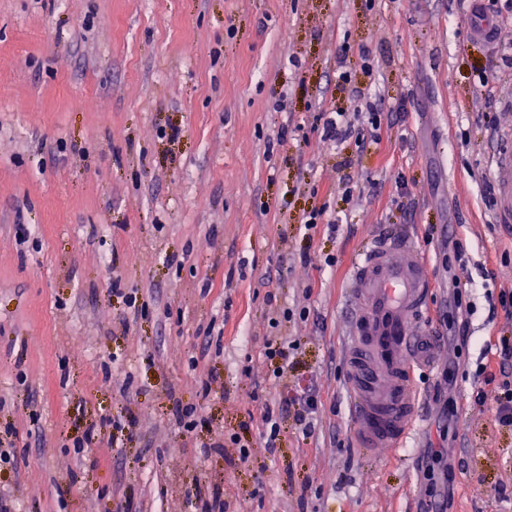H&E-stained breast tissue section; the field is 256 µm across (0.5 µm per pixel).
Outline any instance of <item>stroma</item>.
Masks as SVG:
<instances>
[{"label": "stroma", "instance_id": "1", "mask_svg": "<svg viewBox=\"0 0 512 512\" xmlns=\"http://www.w3.org/2000/svg\"><path fill=\"white\" fill-rule=\"evenodd\" d=\"M484 8L492 44L458 0H0L11 512H194L215 493L227 512H420L434 448L447 512H512V428L473 402L489 346L512 340V233L483 195L512 147V0ZM357 89L377 142L326 140L322 113L353 111ZM315 207L337 231L307 233ZM385 230L432 271L419 434L395 449L356 436L344 337L348 266ZM449 238L473 283L464 342L439 320L458 311ZM269 339L297 347L281 387ZM283 392L321 407L308 436L283 413L271 451L260 411ZM459 3L468 8L471 37L486 43H493L498 36L499 24L488 16L482 15L481 2L479 0H460Z\"/></svg>", "mask_w": 512, "mask_h": 512}]
</instances>
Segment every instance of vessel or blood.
Instances as JSON below:
<instances>
[{"instance_id":"obj_1","label":"vessel or blood","mask_w":512,"mask_h":512,"mask_svg":"<svg viewBox=\"0 0 512 512\" xmlns=\"http://www.w3.org/2000/svg\"><path fill=\"white\" fill-rule=\"evenodd\" d=\"M472 38L491 43L499 25L479 0H460ZM488 171L499 186L497 221L512 222V152H498ZM431 268L413 242L390 237L363 251L350 271L352 313L346 328L353 419L370 448L406 444L416 418L411 358L417 322L428 303Z\"/></svg>"}]
</instances>
